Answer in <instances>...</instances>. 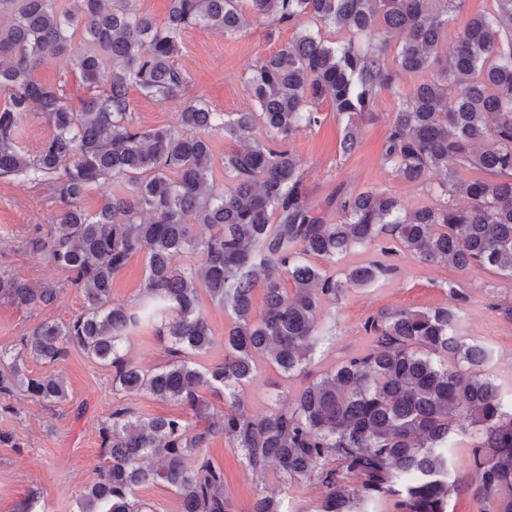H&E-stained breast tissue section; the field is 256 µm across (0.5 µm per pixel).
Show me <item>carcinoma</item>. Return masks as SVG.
<instances>
[{
    "label": "carcinoma",
    "instance_id": "cac0c4a2",
    "mask_svg": "<svg viewBox=\"0 0 512 512\" xmlns=\"http://www.w3.org/2000/svg\"><path fill=\"white\" fill-rule=\"evenodd\" d=\"M5 2L12 8L0 20V175L49 187L58 227H35L25 246L67 273L85 306L67 322L36 323L16 351L0 348V402L17 390L50 406L67 401L61 380L34 378L27 363H55L79 349L112 368L116 394L175 401L197 419L147 418L117 405L99 428L105 464L78 498V512H145L134 491L158 481L175 491L180 512H229L224 470L203 455L215 436L239 449L255 472L273 462L290 485L319 482L324 494L313 512H370L382 500L392 502V512H448L449 498L463 492L488 505L479 512H512V411L487 370L490 350L460 333L468 294L456 282L448 285V307L368 317V347L310 381L287 409L254 416L240 399L260 358L288 378L305 372L324 336V307L393 274L371 259L338 277L333 266L356 249L385 253L392 243L421 263L459 272L478 265L512 281V0L469 17L445 58L450 15L466 0H169L161 25L141 0ZM252 22L306 24L245 78L253 109L217 112L194 97L175 126H134L130 89L159 100L187 92L175 63L186 28L233 38ZM327 28L343 36L328 40ZM382 29L406 34L392 58L377 41ZM66 51L88 92L76 106L67 80L47 85L32 76L36 65ZM403 75L418 82L404 89ZM383 90L398 107L382 160L435 200L409 209L382 190L339 188L326 202L340 215L332 224L309 204L300 160L287 143L320 123L315 106L328 100L344 124L339 152L352 155L359 125ZM31 112L51 127L32 154L18 144ZM219 129L244 144L224 153L221 189L208 181L205 136ZM450 158L485 177L459 180ZM108 181L116 186L112 197L86 213L81 198ZM458 196L464 205L455 203ZM197 224L210 235L197 236ZM185 252L200 263L176 265ZM141 253L145 300L112 303V279ZM282 275L295 286L290 299ZM200 287L232 316L224 362L211 368L193 360L214 343ZM60 293L55 284L35 289L0 268V301L32 310ZM150 324L168 336L171 358L145 371L123 341ZM449 359L455 368L445 365ZM208 393L223 410L211 411ZM459 433L475 439L462 474L449 458ZM250 512L290 510L260 495Z\"/></svg>",
    "mask_w": 512,
    "mask_h": 512
}]
</instances>
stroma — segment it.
<instances>
[{
  "label": "stroma",
  "mask_w": 512,
  "mask_h": 512,
  "mask_svg": "<svg viewBox=\"0 0 512 512\" xmlns=\"http://www.w3.org/2000/svg\"><path fill=\"white\" fill-rule=\"evenodd\" d=\"M294 35V30L283 27L270 37L265 28L252 27L231 40L218 30L191 27L182 35L175 61L188 78L190 95L204 97L222 112H243L252 106L243 90L244 79L258 58L274 53ZM130 98L133 122L139 128L175 125L184 105L180 99L159 101L147 97L135 88ZM397 105L395 96L382 92L374 118L360 128L358 150L344 157L338 151L342 126L330 102L319 104L321 125L301 131L290 145L301 161L313 204H323L340 187L349 191L386 189L411 207L429 203L423 185L403 181L381 157ZM47 193L46 185L0 177V267L32 287L51 281L61 288L58 302L32 311L0 301L2 348L18 347L21 337L37 322L68 320L84 306L83 295L68 284L60 268L24 247L34 225L49 226L57 221ZM387 261L395 268L388 280L351 289L336 304L327 306L328 316L336 320L335 332L317 346L305 373L288 380L271 365L258 363L243 392L249 413L262 415L288 407L299 388L364 351L367 338L363 323L369 315L447 305L448 284L452 281L460 283L469 294L461 322L463 335L491 350L490 373L502 388L512 387V322L498 311L499 305L512 302V281L480 266L461 274L442 264L425 265L403 251L394 252ZM144 278L145 258L134 256L112 281L113 301L136 303L143 296ZM198 296L215 342L196 361L208 367L224 359V333L231 315L212 302L206 289H199ZM169 346L168 337L148 329L132 336L124 348L137 366L152 370L168 362ZM28 371L34 376L53 374L63 380L68 400L53 408L19 392L10 400V411L0 410V512H21L27 502L32 503V512H77L79 495L96 482L104 462L98 424L112 411V370L74 350L56 363L29 362ZM206 454L224 470L232 512H250L260 495L287 501L293 512H312L321 495L320 488L313 484L289 486L273 465L263 474H254L242 463L240 451L224 438H214Z\"/></svg>",
  "instance_id": "1"
}]
</instances>
